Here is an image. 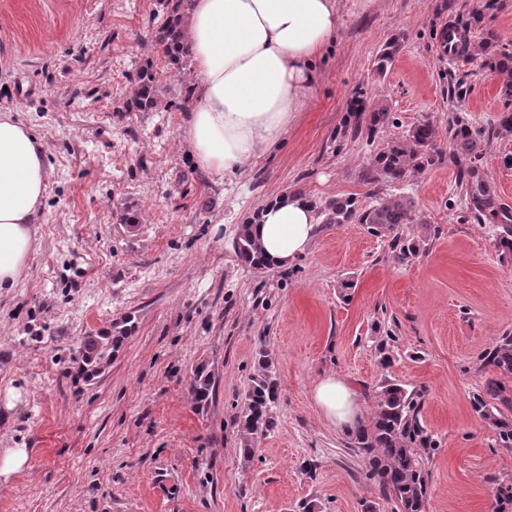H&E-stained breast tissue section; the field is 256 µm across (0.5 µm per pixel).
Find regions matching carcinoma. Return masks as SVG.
Wrapping results in <instances>:
<instances>
[{
  "label": "carcinoma",
  "mask_w": 512,
  "mask_h": 512,
  "mask_svg": "<svg viewBox=\"0 0 512 512\" xmlns=\"http://www.w3.org/2000/svg\"><path fill=\"white\" fill-rule=\"evenodd\" d=\"M190 0H174L162 23L154 32L155 45L169 64L182 69L191 62V48L183 29L185 11ZM402 37L389 38L379 50L375 66L384 73L400 51ZM484 57L493 71L512 74V52L498 49V36L486 32V37L472 48ZM159 73L151 62L138 68L134 78V91L128 107L139 112L151 111L158 102ZM390 112L384 105L371 109L368 136L389 123ZM450 143L457 157L467 160L464 184L473 208L479 212L493 207L490 184L472 164L478 132L463 118L456 117L449 128ZM440 154L438 131L424 120L410 129L407 135L378 152L367 179L380 178L396 182L409 172L420 171L434 163ZM415 220L414 202L404 196L386 199L369 208H361L355 197L336 198L325 206V223L346 224L355 221L367 226L369 232L382 236L402 224ZM390 247L399 251V259L410 261L423 250L418 241H404L396 235ZM238 258L244 265L261 270L265 264L257 242L241 225L235 241ZM124 336L89 335L80 342V356L85 372L95 378L100 374L101 361L119 350ZM482 369L488 373L481 391L473 395V409L495 432V445L512 451V336L503 335L480 357ZM278 396V382L272 370L269 354L262 352L258 371L245 393L243 409L238 416L242 435L240 453L251 458L252 441L276 426L271 413ZM423 394L408 390L397 383H385L372 393V420L360 425L354 434V447L358 449L366 468V477L377 484L383 496L392 500L396 512H427L428 472L425 461L438 449V441L420 419ZM493 512H512V481L499 482L495 488Z\"/></svg>",
  "instance_id": "1"
}]
</instances>
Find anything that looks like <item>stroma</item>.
I'll list each match as a JSON object with an SVG mask.
<instances>
[{
    "instance_id": "35a3bbf8",
    "label": "stroma",
    "mask_w": 512,
    "mask_h": 512,
    "mask_svg": "<svg viewBox=\"0 0 512 512\" xmlns=\"http://www.w3.org/2000/svg\"><path fill=\"white\" fill-rule=\"evenodd\" d=\"M166 11L165 0H0V110L41 138L48 171L40 245L0 297V451L29 454L0 478V512H392L351 436L313 400L328 374L364 401L385 382L422 391L439 442L429 512H491L512 452L471 400L482 353L512 334V256L497 248L501 224L470 210L448 128L459 115L478 130L479 169L496 209L512 213V132L500 126L512 97L482 58L451 60L440 44L453 24L474 43L494 30L512 51V0H340L321 83L285 144L224 178L187 152L192 103L180 90L193 69L170 67L153 41ZM395 35L403 46L378 73ZM148 59L158 103L128 110ZM379 104L390 121L369 140L356 127ZM426 119L440 158L396 183L367 182L376 153ZM286 191L320 208L408 196L417 221L398 233L424 251L403 262L365 225L324 224L291 266H244L240 225ZM129 211L137 223L122 221ZM99 331L126 338L89 381L79 346ZM263 350L279 384L276 426L246 460L237 417ZM199 371L211 381L204 404L190 392ZM9 388L23 411L6 407Z\"/></svg>"
}]
</instances>
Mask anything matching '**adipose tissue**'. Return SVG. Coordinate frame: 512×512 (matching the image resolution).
<instances>
[{
    "mask_svg": "<svg viewBox=\"0 0 512 512\" xmlns=\"http://www.w3.org/2000/svg\"><path fill=\"white\" fill-rule=\"evenodd\" d=\"M340 29L339 0H191L196 105L186 142L196 164L222 177L278 146L319 81L316 62ZM47 185L44 146L32 129L0 113V292L17 287L34 251ZM248 226L266 265L286 268L319 231L315 202L281 193ZM313 398L325 418L353 433L364 410L351 386L322 378Z\"/></svg>",
    "mask_w": 512,
    "mask_h": 512,
    "instance_id": "adipose-tissue-1",
    "label": "adipose tissue"
}]
</instances>
